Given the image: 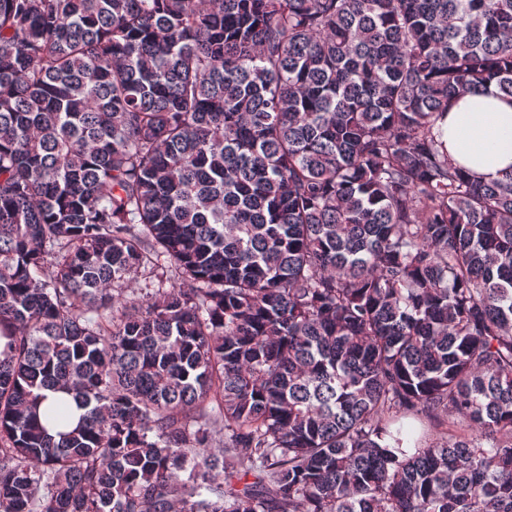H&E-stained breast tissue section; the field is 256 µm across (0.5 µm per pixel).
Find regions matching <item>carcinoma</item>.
Wrapping results in <instances>:
<instances>
[{"mask_svg": "<svg viewBox=\"0 0 512 512\" xmlns=\"http://www.w3.org/2000/svg\"><path fill=\"white\" fill-rule=\"evenodd\" d=\"M491 82L512 0H0V512H512ZM437 130L448 154L471 177L493 183L512 174V102L494 83L459 96Z\"/></svg>", "mask_w": 512, "mask_h": 512, "instance_id": "cac0c4a2", "label": "carcinoma"}]
</instances>
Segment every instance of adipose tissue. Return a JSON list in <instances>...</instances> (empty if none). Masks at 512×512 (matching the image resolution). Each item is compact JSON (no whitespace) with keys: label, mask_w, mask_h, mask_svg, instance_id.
Masks as SVG:
<instances>
[{"label":"adipose tissue","mask_w":512,"mask_h":512,"mask_svg":"<svg viewBox=\"0 0 512 512\" xmlns=\"http://www.w3.org/2000/svg\"><path fill=\"white\" fill-rule=\"evenodd\" d=\"M449 155L471 177L493 183L512 174V101L496 85L459 96L437 123Z\"/></svg>","instance_id":"ef3b65f1"}]
</instances>
